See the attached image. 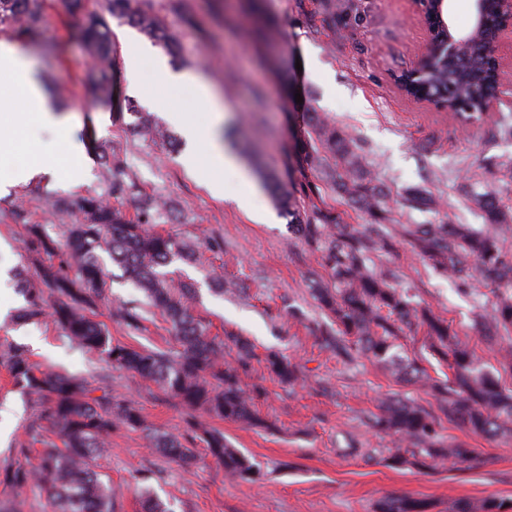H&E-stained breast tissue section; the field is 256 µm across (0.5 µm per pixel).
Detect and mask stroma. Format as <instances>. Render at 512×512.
<instances>
[{"instance_id":"1","label":"stroma","mask_w":512,"mask_h":512,"mask_svg":"<svg viewBox=\"0 0 512 512\" xmlns=\"http://www.w3.org/2000/svg\"><path fill=\"white\" fill-rule=\"evenodd\" d=\"M350 2L359 19L342 29L324 13L322 0H266L267 12L280 30L275 60L268 63L242 35L243 22L235 11L217 10L213 0H184L196 25L181 27L176 18H169V25L178 28L183 54L166 57L165 63L171 71L195 75L229 105L235 153L261 186L265 175L278 177L300 216L310 215L316 202L301 192L302 176L292 160L294 144L306 129L303 113L319 112L349 134L361 148L369 179L389 197L384 210L373 216L333 193L328 203L356 228L372 222L388 225L396 249L372 254V269L408 290L415 302L446 319L462 343L493 361L475 320L476 314L490 310L493 284L479 278L469 291H459L454 281L409 253L404 230L447 222L481 228L480 210L461 190L467 181L494 191L512 216V136L496 126L501 116L512 115V39L503 38L494 50L505 105L465 127L447 111L406 96L394 83L396 75L417 66L426 55L416 0ZM53 39L62 44L56 55L44 49ZM22 48L44 87L58 90L59 104L78 117L73 135L88 150L90 166L77 187L40 178L0 198V265L36 279L41 260L28 248L29 224L46 225L58 242H65L73 219L58 207L89 193L110 197L98 157L89 147L94 141L112 147L125 161L126 179L170 204L171 219L156 225V232L187 242L195 251L191 261L178 265L182 280L196 291L194 314L210 335L226 340V362L237 357L234 337L251 343L256 359L250 381L265 391L257 410L267 429L204 419L259 463L260 481L225 477L223 467L198 441L193 444L196 465L187 472L179 470L147 447L141 431L120 429L112 434L110 457L99 462L100 473L112 484L115 512H143L135 483L139 475L149 476L150 488L176 512H374L377 501L390 495L422 497L433 503V512H448L459 500L512 498V435L478 438L441 416L432 395L403 387L390 371L366 357L350 360L326 346L324 339L335 335L336 325L313 299L309 280L314 277L327 285L331 279L321 255L310 253L289 231L288 219L268 189L262 186L259 195H252L247 185L228 175L224 197H214L204 175L182 161L186 143L179 126L171 128L177 144L154 141L137 135L131 116L121 112L130 100L141 111L162 118L164 102L171 101L186 120L205 121L208 115L192 91L148 81L130 91L125 56L119 50L113 63L115 98H99L89 81L92 60L74 24L54 15ZM279 65L288 70L285 90L275 74ZM414 187L438 199V208H408L404 195ZM21 200L28 211L25 225L13 212ZM220 278L225 281L221 287L216 284ZM141 297L129 284L113 281L107 301L97 310L98 321L106 325L113 343L175 350L170 326L161 315L149 316L138 331L112 318L113 308ZM23 304L16 287L0 296V308L7 311L0 322V352L25 347L41 369L108 387L136 401L146 424L176 435L184 432L186 411L159 386L72 346L50 318L17 320ZM397 343L402 355L418 359L431 377L446 379L448 364L432 352L423 326L402 328ZM272 351L299 366L298 383L284 385L270 374L264 357ZM400 392L437 416L441 441L481 449L482 462H448L434 470L388 466L386 458L398 441L373 428L371 419L386 395ZM31 419L30 402L0 366V468L14 463L11 443L24 437Z\"/></svg>"}]
</instances>
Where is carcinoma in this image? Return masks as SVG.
Instances as JSON below:
<instances>
[{
	"label": "carcinoma",
	"instance_id": "1",
	"mask_svg": "<svg viewBox=\"0 0 512 512\" xmlns=\"http://www.w3.org/2000/svg\"><path fill=\"white\" fill-rule=\"evenodd\" d=\"M73 21L81 30L84 44L98 60L96 72L101 89L112 93V48L114 32L111 18H117L163 45L172 55L179 45L165 19L155 9L154 0H105L98 8L94 0H0V33L24 42L39 34L47 24L48 9ZM237 9L250 18L248 39L267 48L273 45L276 23L265 11L264 0H239ZM325 9L341 27L351 20V8L343 0H325ZM495 29L487 27L480 39L465 45L453 58L440 61L416 92L426 96H446L449 109L470 107V119L480 120L482 101L495 93L496 85L485 68V58ZM137 132L169 139L167 129L152 116L135 109ZM306 136L294 147L299 170L316 173L330 155L339 165L332 189L368 213L380 209L381 193L371 184L352 138L336 129L319 113L305 118ZM102 177L110 184L112 196L139 195L138 214L126 219L119 209L88 194L72 203L82 219L67 229L69 251L58 263L40 268L39 287L25 285L26 307L21 318L35 319L44 314V294L57 295L51 312L69 342L103 357L115 368L131 371L157 383L172 399L192 412L202 411L253 429L269 425L258 414L255 400L262 389L248 384L252 349L235 340L239 349L236 367L224 366V341L210 337L191 309L193 286L180 278L174 267L191 258V248L170 235L151 230L161 223L168 205L158 197L142 194L137 185L122 177L120 155L103 145L95 147ZM486 224L475 230L469 224H418L408 232L412 253L429 262L437 273L469 287L478 271L492 282L506 286L495 295L492 310L477 316L482 336L491 350L498 336L512 331V254L501 243L512 226L503 221V210L492 191H472ZM288 227L313 252L323 255L325 266L336 288H325L312 281V294L336 323V335L326 342L347 355L363 354L392 370L407 386L428 387L441 397V411L448 421L463 426L472 434L492 438L512 434V390L481 362L476 352L458 341L448 322L430 310H420L412 296L388 285L368 267L371 254L390 250L393 243L383 224H372L360 232L343 223L336 209L316 205L304 219L295 218ZM30 244L38 254L52 258L58 242L42 224L29 227ZM108 255L121 274L144 293L138 306L120 305L116 310L128 327L137 329L149 312H159L171 325L180 349L173 356L164 351L112 343L106 326L95 319L99 301L110 285L103 272L102 255ZM422 320L432 338V351L448 360L451 376L433 379L417 362L404 358L395 344L391 322L406 325ZM266 368L281 382L298 379L296 363L276 352L265 358ZM5 365L15 384L39 405L28 437L41 444L35 465H15L4 469L3 483L12 488L33 485L44 491L53 504L52 512H114L112 486L95 469V460L110 451L112 432L118 429L141 430L155 452L191 469L196 462L186 443L195 439L205 444L209 455L230 478L256 482L261 467L224 438V433L200 425L196 417L186 421V434L177 436L144 424L139 407L132 401L100 388L101 395L71 377L40 370L26 351L10 348ZM48 422L45 427L42 422ZM372 426L406 444L391 451L387 462L392 467L411 466L430 469L438 463H476L479 449L463 443L443 445L435 429V419L417 401L397 396L386 399L372 418ZM62 444H57L55 438ZM433 504L423 498L395 495L382 498L375 512H432ZM451 512H512V500L486 498L458 501Z\"/></svg>",
	"mask_w": 512,
	"mask_h": 512
}]
</instances>
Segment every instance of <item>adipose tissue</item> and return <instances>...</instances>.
Instances as JSON below:
<instances>
[{"mask_svg":"<svg viewBox=\"0 0 512 512\" xmlns=\"http://www.w3.org/2000/svg\"><path fill=\"white\" fill-rule=\"evenodd\" d=\"M124 50L130 76H138L143 68H150L157 82L172 86L192 87L199 103L209 111L211 118L204 124L185 123L177 108H169L170 121L180 124L194 151L186 159L188 165L206 166V184L217 197L224 194V175L233 173L243 182H250L248 169L239 157L225 144H222L218 125L223 111L210 88L189 74L176 75L165 66L158 51L133 38H125ZM0 80L15 87L13 97L0 96V112L10 115L9 125L0 126V155L19 148L29 124H37L42 129L64 136L70 135L72 122L65 116L47 92L42 88L36 69L27 54L14 42L0 40ZM83 156L79 148H71L68 155L62 156L47 150L38 159L20 168L14 176L0 178V196L8 194L11 187L40 173H49L58 178L70 177L73 170L81 168Z\"/></svg>","mask_w":512,"mask_h":512,"instance_id":"adipose-tissue-1","label":"adipose tissue"}]
</instances>
